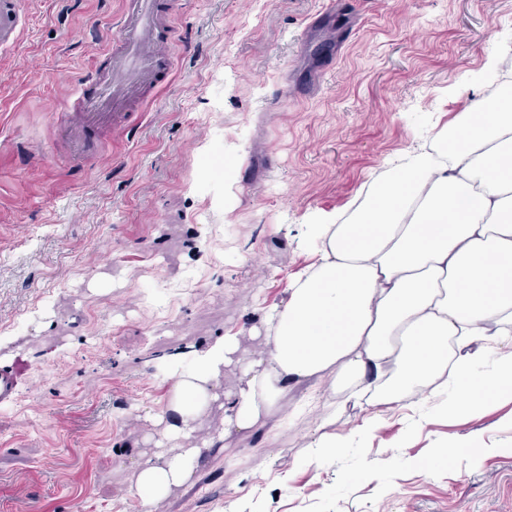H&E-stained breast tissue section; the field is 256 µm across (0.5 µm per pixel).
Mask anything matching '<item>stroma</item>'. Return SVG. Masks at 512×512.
I'll list each match as a JSON object with an SVG mask.
<instances>
[{
	"instance_id": "35a3bbf8",
	"label": "stroma",
	"mask_w": 512,
	"mask_h": 512,
	"mask_svg": "<svg viewBox=\"0 0 512 512\" xmlns=\"http://www.w3.org/2000/svg\"><path fill=\"white\" fill-rule=\"evenodd\" d=\"M173 76L72 156L66 110L122 0H14L0 42V512H136L161 356L232 336L512 54V0H170ZM191 272L183 288L172 272ZM455 385L383 414L341 393L232 441L166 512H512V399ZM340 446L309 442L328 414Z\"/></svg>"
}]
</instances>
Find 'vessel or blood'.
Here are the masks:
<instances>
[{"mask_svg": "<svg viewBox=\"0 0 512 512\" xmlns=\"http://www.w3.org/2000/svg\"><path fill=\"white\" fill-rule=\"evenodd\" d=\"M169 19L161 0H123L122 20L108 67L80 84L70 111L69 137L77 152L89 146L92 131L122 130L129 109L158 83V65L169 56Z\"/></svg>", "mask_w": 512, "mask_h": 512, "instance_id": "obj_1", "label": "vessel or blood"}]
</instances>
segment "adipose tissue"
Returning a JSON list of instances; mask_svg holds the SVG:
<instances>
[{
  "instance_id": "ef3b65f1",
  "label": "adipose tissue",
  "mask_w": 512,
  "mask_h": 512,
  "mask_svg": "<svg viewBox=\"0 0 512 512\" xmlns=\"http://www.w3.org/2000/svg\"><path fill=\"white\" fill-rule=\"evenodd\" d=\"M305 239L317 260L265 311L264 350L242 361L235 338L218 339L169 374L165 404L147 415L156 448L126 490L138 512H164L174 489L313 380L388 408L404 388L451 378L475 400L512 396V355L488 378L470 367L472 344L512 330V92L476 102L347 218L306 225ZM234 363L237 389L218 392ZM215 401L224 426L198 440L197 412Z\"/></svg>"
}]
</instances>
